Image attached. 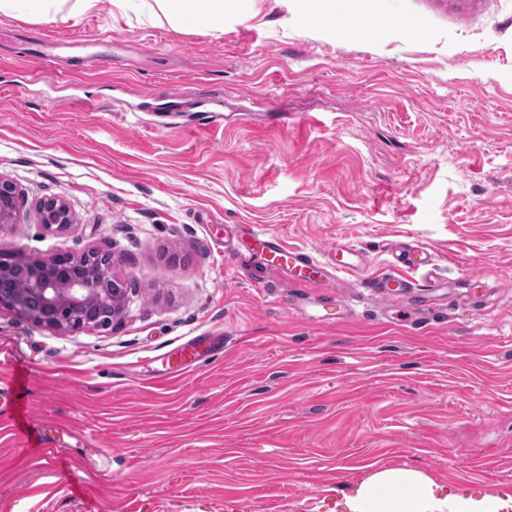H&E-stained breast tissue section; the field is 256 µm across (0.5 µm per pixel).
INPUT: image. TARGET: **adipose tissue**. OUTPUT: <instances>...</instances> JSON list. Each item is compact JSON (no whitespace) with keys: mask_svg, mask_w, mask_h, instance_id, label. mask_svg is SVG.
<instances>
[{"mask_svg":"<svg viewBox=\"0 0 512 512\" xmlns=\"http://www.w3.org/2000/svg\"><path fill=\"white\" fill-rule=\"evenodd\" d=\"M229 0H151L153 18L174 29L193 25L220 29ZM99 0H0V13L24 12L35 18L66 13L74 17L97 8ZM348 512H512V496L460 497L440 494L421 471L385 468L364 480L347 499Z\"/></svg>","mask_w":512,"mask_h":512,"instance_id":"1","label":"adipose tissue"}]
</instances>
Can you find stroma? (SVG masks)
<instances>
[{
	"instance_id": "35a3bbf8",
	"label": "stroma",
	"mask_w": 512,
	"mask_h": 512,
	"mask_svg": "<svg viewBox=\"0 0 512 512\" xmlns=\"http://www.w3.org/2000/svg\"><path fill=\"white\" fill-rule=\"evenodd\" d=\"M368 5L378 26L349 35L309 0L226 8L220 31L141 0L0 13V176L25 193L0 249L96 248L133 289L105 332L0 312V378L78 476L104 474L75 490L0 400V512H347L387 467L512 494V0ZM50 198L73 224L43 225ZM243 224L366 263L298 288L241 258ZM397 244L444 283L412 309L363 285ZM195 336L224 347L160 377Z\"/></svg>"
}]
</instances>
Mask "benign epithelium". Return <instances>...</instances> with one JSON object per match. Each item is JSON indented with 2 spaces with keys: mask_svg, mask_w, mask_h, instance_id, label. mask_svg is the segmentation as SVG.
<instances>
[{
  "mask_svg": "<svg viewBox=\"0 0 512 512\" xmlns=\"http://www.w3.org/2000/svg\"><path fill=\"white\" fill-rule=\"evenodd\" d=\"M20 192L0 176V224L11 223ZM42 223L64 226L70 213L61 199L42 204ZM112 255L98 249L74 256L60 254L46 261H24L0 251V310L6 309L35 323L55 329H107L119 323L129 301V288L114 295L106 288L117 280ZM27 281L14 285L19 268Z\"/></svg>",
  "mask_w": 512,
  "mask_h": 512,
  "instance_id": "obj_1",
  "label": "benign epithelium"
}]
</instances>
